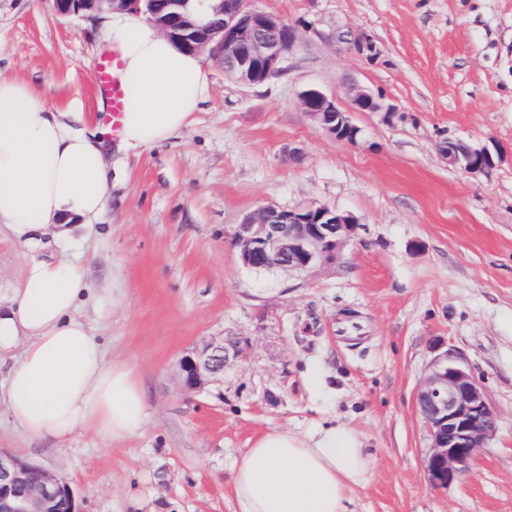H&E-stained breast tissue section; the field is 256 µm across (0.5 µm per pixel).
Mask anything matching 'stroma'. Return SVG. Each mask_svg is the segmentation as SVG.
Here are the masks:
<instances>
[{
	"mask_svg": "<svg viewBox=\"0 0 512 512\" xmlns=\"http://www.w3.org/2000/svg\"><path fill=\"white\" fill-rule=\"evenodd\" d=\"M256 5L297 29L283 73L244 85L205 58L210 92L192 124L160 146L108 138L94 228L48 250L86 262L80 314L142 382L145 426L119 442L82 435L45 448L0 411V450L56 474L78 512H235L232 468L259 437L336 420L372 460L349 512H512V159L473 175L439 153L446 138L512 148V0ZM108 34L105 21L56 15L50 0H0V76L96 126L92 71ZM309 86L344 109L361 86L396 112L353 113L363 137L340 143L302 112ZM267 202L336 207L357 234L314 271H249L232 234ZM210 336L228 350L224 380L185 391L178 361ZM447 349L500 424L469 472L437 487L416 395Z\"/></svg>",
	"mask_w": 512,
	"mask_h": 512,
	"instance_id": "obj_1",
	"label": "stroma"
}]
</instances>
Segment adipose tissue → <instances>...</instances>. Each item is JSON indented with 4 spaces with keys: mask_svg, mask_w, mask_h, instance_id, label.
<instances>
[{
    "mask_svg": "<svg viewBox=\"0 0 512 512\" xmlns=\"http://www.w3.org/2000/svg\"><path fill=\"white\" fill-rule=\"evenodd\" d=\"M99 50L118 51L124 64L122 142L155 146L190 125L208 94L199 56L127 13L113 14ZM103 145L82 112L58 111L26 83L0 78V232L27 251L22 279L0 302V406L26 438L55 448L80 433L120 441L146 418L143 385L105 356L78 315L90 291L84 265L40 256L48 240L76 241L102 211ZM370 471L366 444L347 423L273 430L233 468L238 512H347Z\"/></svg>",
    "mask_w": 512,
    "mask_h": 512,
    "instance_id": "1",
    "label": "adipose tissue"
}]
</instances>
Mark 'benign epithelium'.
I'll return each mask as SVG.
<instances>
[{
  "label": "benign epithelium",
  "mask_w": 512,
  "mask_h": 512,
  "mask_svg": "<svg viewBox=\"0 0 512 512\" xmlns=\"http://www.w3.org/2000/svg\"><path fill=\"white\" fill-rule=\"evenodd\" d=\"M60 16H99L125 11L144 14L166 37L169 27L161 19L158 0H50ZM219 26L198 24L189 13L175 15L183 29L193 32L183 47L228 63L227 76L237 82L262 85L283 71L297 39L295 27L251 6L250 0H224ZM349 94L354 109H382L363 88ZM303 112L338 142H357L361 129L336 97L307 87L299 94ZM448 165L477 174L504 158L502 151L473 147L461 140L441 151ZM358 228L356 218L327 205L282 208L263 204L246 214L233 233L240 264L249 270L307 272L336 261ZM224 337L213 336L179 362V378L187 391H200L224 373ZM417 408L428 424L431 446L423 459L429 481L445 487L467 472L499 427V414L486 397L462 357L443 352L431 362L417 392ZM0 512H78L71 487L40 465L0 451Z\"/></svg>",
  "instance_id": "obj_1"
}]
</instances>
